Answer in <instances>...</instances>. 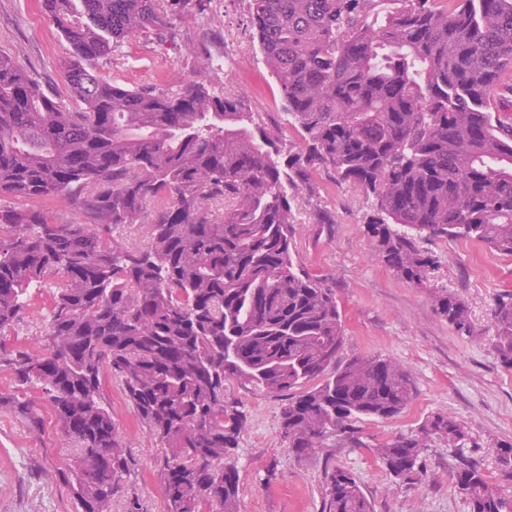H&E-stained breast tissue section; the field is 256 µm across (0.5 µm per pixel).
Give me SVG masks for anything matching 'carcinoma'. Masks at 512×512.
Listing matches in <instances>:
<instances>
[{
  "mask_svg": "<svg viewBox=\"0 0 512 512\" xmlns=\"http://www.w3.org/2000/svg\"><path fill=\"white\" fill-rule=\"evenodd\" d=\"M69 46L72 102L0 55V338L34 291L50 289L39 348L0 347L12 386L0 410L37 429L39 399L73 445L57 468L75 512H112L131 460L103 392L108 373L163 450L165 512H239L229 463L244 425L224 398L235 380L283 396L281 429L298 458L341 437L373 448L390 476L425 475L434 438H471L449 415L369 445L356 423L394 418L415 395L394 358L340 361L336 290L293 253L286 186L332 173L372 199L367 234L385 265L424 287L436 259L419 241L465 239L512 256V97L485 95L512 67V0H248L264 62L302 140L279 161L275 131L240 96L193 80L127 89L96 62L165 28L185 0H41ZM81 211L62 223L34 202ZM149 225L144 246L112 231ZM453 329L465 302L431 292ZM493 348L512 369V292L491 309ZM494 479L471 460L452 475L471 512H512V443ZM325 512H375L350 471L324 472Z\"/></svg>",
  "mask_w": 512,
  "mask_h": 512,
  "instance_id": "cac0c4a2",
  "label": "carcinoma"
}]
</instances>
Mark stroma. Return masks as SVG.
<instances>
[{
    "label": "stroma",
    "mask_w": 512,
    "mask_h": 512,
    "mask_svg": "<svg viewBox=\"0 0 512 512\" xmlns=\"http://www.w3.org/2000/svg\"><path fill=\"white\" fill-rule=\"evenodd\" d=\"M168 43L146 33L125 42L98 62L100 72L121 86L162 87L201 78L223 89L225 75L209 70L211 53L224 48V28L233 26L247 38V53L235 73L258 123L268 126L286 117L281 89L266 67L250 22L247 0H233L225 16L209 15L195 0L168 16ZM0 53L64 97L67 45L39 0H0ZM336 221L318 223L320 211ZM296 233L294 253L313 273L333 278L344 315L343 358L385 356L410 371L416 395L398 417L360 422L368 445L355 448L330 441L316 457L295 458L280 426L281 399L229 381L224 394L244 416L233 455L240 481V512H324L323 470L339 467L354 473L374 500L376 512H470L468 500L450 480L461 456L478 462L487 474L497 472L491 448L512 442V371L502 367L493 347L491 308L512 291V257L490 255L479 243L434 238L424 250L438 260L430 284L459 295L474 327L458 336L433 309L427 290L398 278L364 234L373 213L371 198L338 183L324 172L301 187L292 204ZM47 291L34 293L15 336L7 344L35 346L44 332ZM103 388L112 417L132 460L131 478L115 498L112 512H125L128 497L138 498L141 512H164V495L156 477L161 448L125 400L117 379ZM41 430L0 411V512H73L68 489L56 466L70 456L51 409L37 404ZM453 416L467 428L471 448L462 450L433 440L422 456L421 481L396 483L371 449L372 444L416 433L427 416Z\"/></svg>",
    "instance_id": "obj_1"
}]
</instances>
